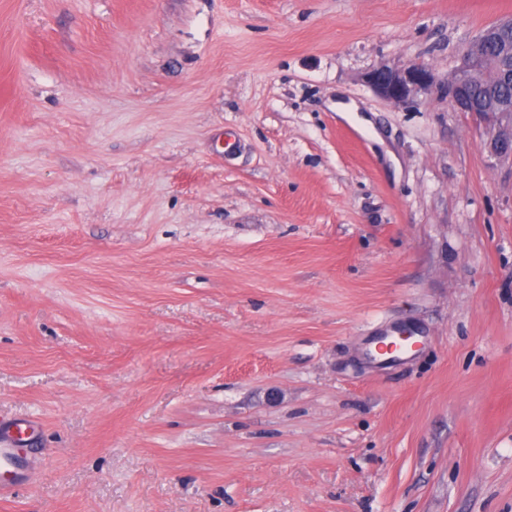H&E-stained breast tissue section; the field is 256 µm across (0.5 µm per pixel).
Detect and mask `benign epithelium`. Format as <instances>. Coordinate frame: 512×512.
Returning <instances> with one entry per match:
<instances>
[{"label": "benign epithelium", "instance_id": "benign-epithelium-1", "mask_svg": "<svg viewBox=\"0 0 512 512\" xmlns=\"http://www.w3.org/2000/svg\"><path fill=\"white\" fill-rule=\"evenodd\" d=\"M512 35V18L484 30L464 51V64L457 69L448 83L437 82L432 69L422 63H410L400 67L381 65L364 76V82L381 98L395 107L413 102L421 94L441 89L460 112H497L512 117V102L489 90L477 107L471 106L470 88L489 75L500 80L512 81V51L509 62L489 56L486 47ZM498 153L512 154V121L498 130L492 142Z\"/></svg>", "mask_w": 512, "mask_h": 512}]
</instances>
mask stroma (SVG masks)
Returning a JSON list of instances; mask_svg holds the SVG:
<instances>
[{
    "label": "stroma",
    "instance_id": "35a3bbf8",
    "mask_svg": "<svg viewBox=\"0 0 512 512\" xmlns=\"http://www.w3.org/2000/svg\"><path fill=\"white\" fill-rule=\"evenodd\" d=\"M510 16L0 0V512H512V158L363 81ZM24 426V428H23ZM37 426L29 421L8 420L0 422V496L19 493L28 481V473L22 462V454L36 448L27 447L26 432L35 431Z\"/></svg>",
    "mask_w": 512,
    "mask_h": 512
}]
</instances>
